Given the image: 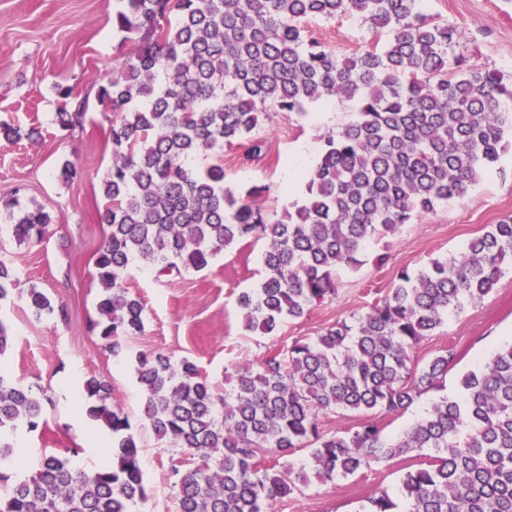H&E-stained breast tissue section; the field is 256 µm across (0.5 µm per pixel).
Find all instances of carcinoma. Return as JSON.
<instances>
[{
    "label": "carcinoma",
    "instance_id": "carcinoma-1",
    "mask_svg": "<svg viewBox=\"0 0 512 512\" xmlns=\"http://www.w3.org/2000/svg\"><path fill=\"white\" fill-rule=\"evenodd\" d=\"M113 27L134 35L118 74L98 86L110 109L112 168L103 183L95 258L102 289L100 335L119 355L143 328V304L124 286L139 259L159 277L205 269L236 242L263 241L265 276L241 295L246 330L275 332L285 319L336 295V273L356 270L367 246L437 205L467 196L495 164L512 133V82L455 55L461 33L425 14L420 0H121ZM356 14L383 34L352 55L306 39L301 22ZM61 129L83 127L85 100L54 86ZM338 99L355 119L327 137L308 173L309 197L270 220L252 197L224 188V168H192L197 155L254 139L260 117L301 112ZM32 127L0 123V142L32 137ZM13 236L40 241L51 217L43 206L4 203ZM512 266V217L488 226L464 250L420 269H402L390 293L351 321L313 340L295 339L266 357L232 366L230 394L219 396L198 366L141 353L134 375L143 420L156 438L182 450L176 512H268L273 501L314 477L333 482L382 458L427 459L401 477L407 512H512V342L462 375L461 393L442 397L395 440L380 421L326 433L320 416L405 412L441 389L453 347L420 364L413 349L448 314L491 293ZM18 282L0 260V302ZM36 315L51 299L31 288ZM89 416L112 437L92 470L71 456L44 455L12 478L21 427L43 412L33 387L0 374V512H131L147 497L132 425L112 406L111 385L84 381ZM309 449L310 468L285 477L284 458ZM386 493L357 512H394Z\"/></svg>",
    "mask_w": 512,
    "mask_h": 512
}]
</instances>
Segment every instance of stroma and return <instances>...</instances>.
Here are the masks:
<instances>
[{
	"instance_id": "35a3bbf8",
	"label": "stroma",
	"mask_w": 512,
	"mask_h": 512,
	"mask_svg": "<svg viewBox=\"0 0 512 512\" xmlns=\"http://www.w3.org/2000/svg\"><path fill=\"white\" fill-rule=\"evenodd\" d=\"M120 6V0H0V122L39 130L34 139L0 144V204L16 196L44 205L52 219L38 243L17 242L9 227L0 228V260L19 278L17 291L0 303V319L12 333L0 365L12 380L44 387L52 399L39 428L22 429L15 436L22 450L15 475L33 470L42 454L75 447L81 450L78 461L83 467L98 465L100 450L111 437L90 419L80 390L87 378L102 376L111 382L112 404L128 415L139 447L148 496L133 512H176L171 466L181 451L157 440L141 418L142 396L133 373L137 356L161 352L175 362L189 358L216 393L231 391L226 368L262 358L294 339L314 338L330 325L368 311L389 293L400 269H416L461 252L488 225L512 216V146L481 173L466 198L438 205L397 235L369 246L364 265L338 271L335 298L310 305L302 317L283 322L273 336L246 331L238 306L239 296L256 288L264 276L262 242L235 244L206 269L171 280L132 264L124 285L144 305V329L128 337L122 354L112 355L90 325L99 319L94 260L104 239L97 212L103 206L102 183L112 167V114L100 105L96 92L134 48L112 26ZM424 10L461 31V49L473 64L512 76V0H425ZM304 28L341 55L354 54L374 40L355 14L330 21L309 19ZM57 83L74 86L87 99L82 129L68 132L56 123ZM355 112L352 103L338 100L321 121L308 112H281L261 122L260 156H251L252 143L246 140L221 154L197 157L191 165H223L225 186L237 194L258 189L264 209L277 219L308 197L304 187L287 195L289 172L314 166L325 138ZM68 160L82 168L81 178H60V167ZM382 251L389 260L379 266L374 257ZM33 287L63 304L64 313L33 316L24 297ZM510 339L511 273L484 299L449 315L412 357L422 363L448 345L456 346L459 358L444 389L450 396L464 373ZM405 466L404 460L391 459L332 483L309 481L274 502L271 512H357L367 498L383 492L399 499Z\"/></svg>"
}]
</instances>
